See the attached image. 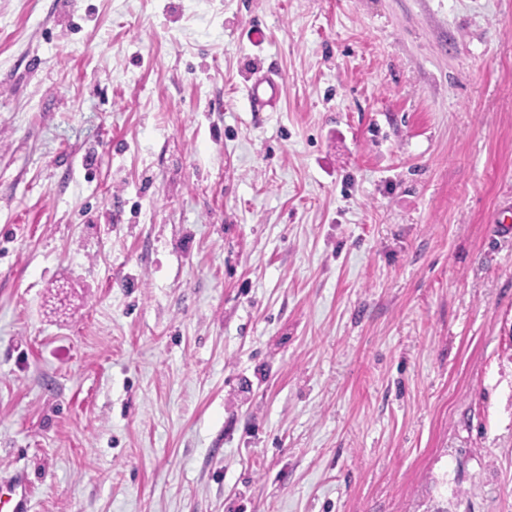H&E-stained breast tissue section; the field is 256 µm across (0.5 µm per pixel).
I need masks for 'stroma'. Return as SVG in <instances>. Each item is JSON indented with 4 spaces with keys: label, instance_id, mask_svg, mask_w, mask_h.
<instances>
[{
    "label": "stroma",
    "instance_id": "35a3bbf8",
    "mask_svg": "<svg viewBox=\"0 0 512 512\" xmlns=\"http://www.w3.org/2000/svg\"><path fill=\"white\" fill-rule=\"evenodd\" d=\"M504 224L512 0H0V493L512 512ZM281 93V84L272 76L264 75L256 78L246 88V100L251 110L260 112L273 108Z\"/></svg>",
    "mask_w": 512,
    "mask_h": 512
}]
</instances>
